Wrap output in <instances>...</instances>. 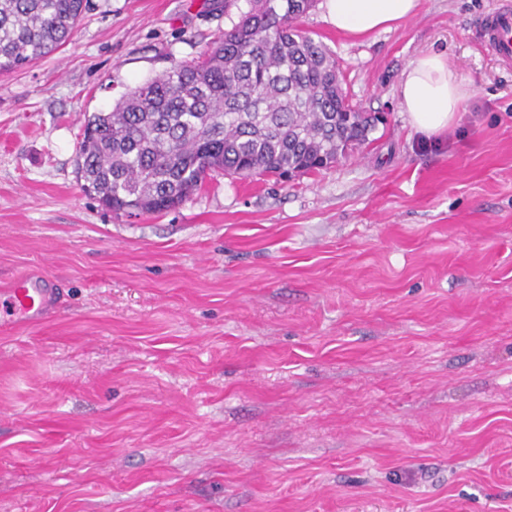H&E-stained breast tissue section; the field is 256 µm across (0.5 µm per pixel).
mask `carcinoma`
I'll return each instance as SVG.
<instances>
[{
  "mask_svg": "<svg viewBox=\"0 0 512 512\" xmlns=\"http://www.w3.org/2000/svg\"><path fill=\"white\" fill-rule=\"evenodd\" d=\"M317 0H224L238 21L198 59L85 118L84 191L113 212L175 208L224 171L291 178L370 143L377 117L343 88L335 53L300 23ZM86 0H0V72L65 45Z\"/></svg>",
  "mask_w": 512,
  "mask_h": 512,
  "instance_id": "carcinoma-1",
  "label": "carcinoma"
}]
</instances>
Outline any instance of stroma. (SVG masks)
I'll return each mask as SVG.
<instances>
[{
    "label": "stroma",
    "mask_w": 512,
    "mask_h": 512,
    "mask_svg": "<svg viewBox=\"0 0 512 512\" xmlns=\"http://www.w3.org/2000/svg\"><path fill=\"white\" fill-rule=\"evenodd\" d=\"M498 0H421L353 38L303 27L381 120L288 181L214 174L175 209L81 188L87 115L200 56L224 0H88L72 40L0 73V512H512V66ZM444 54L471 89L438 141L398 103ZM477 35L481 43L500 62L512 64V4H500L481 19ZM7 294L6 305L2 303V307L8 309L11 316H18L25 324L39 322L56 307L57 295L47 293V289L33 284L31 274L17 277Z\"/></svg>",
    "instance_id": "stroma-1"
}]
</instances>
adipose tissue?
Wrapping results in <instances>:
<instances>
[{
  "mask_svg": "<svg viewBox=\"0 0 512 512\" xmlns=\"http://www.w3.org/2000/svg\"><path fill=\"white\" fill-rule=\"evenodd\" d=\"M324 19L336 31L361 37L393 29L413 17L420 0H325ZM470 89L449 66L445 56L425 52L404 69L398 86V104L411 127L426 137L447 133Z\"/></svg>",
  "mask_w": 512,
  "mask_h": 512,
  "instance_id": "obj_1",
  "label": "adipose tissue"
}]
</instances>
